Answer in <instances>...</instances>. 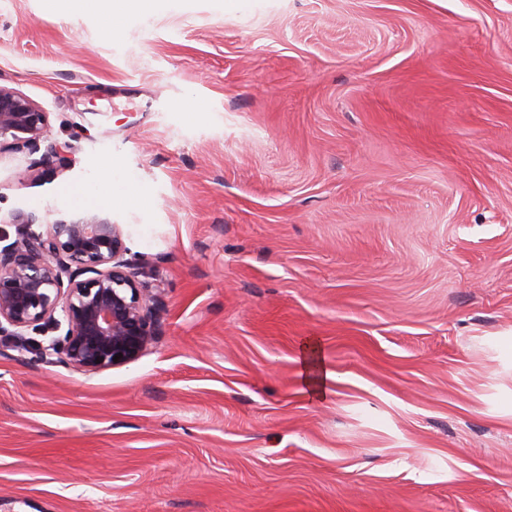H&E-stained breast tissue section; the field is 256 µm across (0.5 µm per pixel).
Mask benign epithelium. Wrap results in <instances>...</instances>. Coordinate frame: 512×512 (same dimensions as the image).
I'll use <instances>...</instances> for the list:
<instances>
[{
	"instance_id": "1",
	"label": "benign epithelium",
	"mask_w": 512,
	"mask_h": 512,
	"mask_svg": "<svg viewBox=\"0 0 512 512\" xmlns=\"http://www.w3.org/2000/svg\"><path fill=\"white\" fill-rule=\"evenodd\" d=\"M48 113L0 86V150L32 153ZM28 228L0 245V335L25 339L64 330L36 360L98 373L137 360L160 335L162 291L139 280L146 263L127 258L125 228L108 215L61 219L43 232ZM122 358L116 360V354Z\"/></svg>"
}]
</instances>
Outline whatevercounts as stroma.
I'll use <instances>...</instances> for the list:
<instances>
[{
  "instance_id": "stroma-1",
  "label": "stroma",
  "mask_w": 512,
  "mask_h": 512,
  "mask_svg": "<svg viewBox=\"0 0 512 512\" xmlns=\"http://www.w3.org/2000/svg\"><path fill=\"white\" fill-rule=\"evenodd\" d=\"M0 86L69 147L0 154V234L109 212L165 299L103 372L0 343V512H512V0H169L112 36L0 0ZM316 347L306 344L302 349V381L309 393L317 399H323L331 391L336 381L335 371L328 368L323 361L315 359Z\"/></svg>"
}]
</instances>
